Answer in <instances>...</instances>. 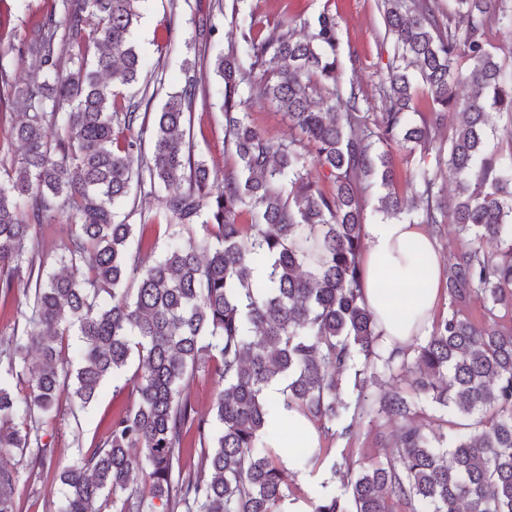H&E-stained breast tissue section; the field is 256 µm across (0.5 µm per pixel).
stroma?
<instances>
[{
  "mask_svg": "<svg viewBox=\"0 0 512 512\" xmlns=\"http://www.w3.org/2000/svg\"><path fill=\"white\" fill-rule=\"evenodd\" d=\"M333 13L340 26V62L344 79L354 80L368 96L373 111H381L378 94L384 81L392 46L384 40V21L377 0H144L134 29V43L147 72H161L165 92L179 90L188 77L199 83V94L191 111L187 133L197 155L211 171L223 172L231 160L224 153V125L220 106L223 88L212 63L239 40L243 20L255 18L276 22L306 18L321 10ZM212 17L217 33L208 46L195 44L198 22ZM170 20V41L158 48L163 20ZM126 405L124 395L105 383L97 400L79 420L64 416L53 429L56 455L53 467L31 468L17 462L18 478L13 498L16 512H59L62 505L56 466L72 459L77 448L90 449L103 437L113 414Z\"/></svg>",
  "mask_w": 512,
  "mask_h": 512,
  "instance_id": "35a3bbf8",
  "label": "stroma"
}]
</instances>
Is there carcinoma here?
I'll use <instances>...</instances> for the list:
<instances>
[{
	"instance_id": "carcinoma-1",
	"label": "carcinoma",
	"mask_w": 512,
	"mask_h": 512,
	"mask_svg": "<svg viewBox=\"0 0 512 512\" xmlns=\"http://www.w3.org/2000/svg\"><path fill=\"white\" fill-rule=\"evenodd\" d=\"M142 2L48 0L23 31L0 28V122L19 116L10 135L22 146L0 153V291L22 279L32 291L22 332L0 337V453L35 448L32 466L51 462L43 438L60 395L76 419L110 380L127 406L57 472L61 512H287L290 470L269 440L282 407L320 435L313 454L288 448L298 470L324 463L363 417L396 429L390 449L330 460L344 492L308 499L311 512H512V321L495 320L512 313V67L493 47L512 36V0L448 11L378 0L393 41L382 112L342 79L334 15L301 21L306 34L250 20L214 63L233 160L220 180L186 141L196 80L159 112L141 111L150 84L123 94L144 68L132 40ZM25 56L36 67L21 84L14 60ZM254 100L286 112L298 137L267 136ZM491 137L506 146L488 151ZM395 149L434 155L412 174L409 223L451 224L462 248L448 263V312L390 350L360 260L371 188L383 191L381 223L406 209ZM146 188L164 192L163 213L138 210ZM63 222L58 252H45L41 233ZM198 223L200 238L171 230ZM137 225L165 226L161 256L141 242L130 251ZM473 303L479 319L465 313ZM205 368L220 383L208 414L190 391ZM381 377L390 387L368 391ZM275 379L276 400L265 394ZM16 480L0 466V512H16Z\"/></svg>"
}]
</instances>
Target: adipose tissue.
<instances>
[{"label": "adipose tissue", "mask_w": 512, "mask_h": 512, "mask_svg": "<svg viewBox=\"0 0 512 512\" xmlns=\"http://www.w3.org/2000/svg\"><path fill=\"white\" fill-rule=\"evenodd\" d=\"M363 288L389 346H405L426 335L444 294L435 244L422 224L393 220L364 227ZM426 253L417 263L410 247Z\"/></svg>", "instance_id": "adipose-tissue-1"}]
</instances>
